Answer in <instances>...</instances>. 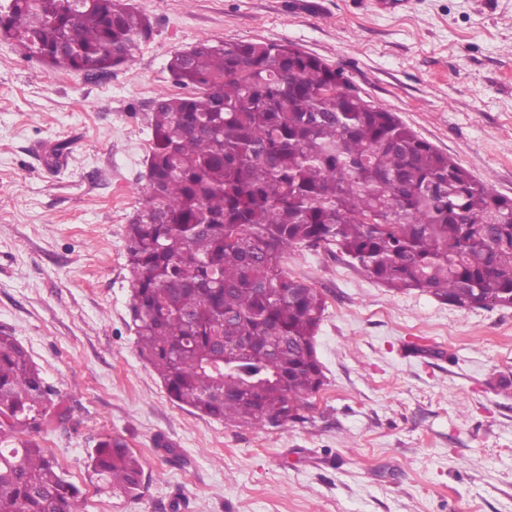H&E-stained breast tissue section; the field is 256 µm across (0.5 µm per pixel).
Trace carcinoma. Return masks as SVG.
I'll use <instances>...</instances> for the list:
<instances>
[{
	"instance_id": "1",
	"label": "carcinoma",
	"mask_w": 512,
	"mask_h": 512,
	"mask_svg": "<svg viewBox=\"0 0 512 512\" xmlns=\"http://www.w3.org/2000/svg\"><path fill=\"white\" fill-rule=\"evenodd\" d=\"M6 0L0 39L51 71L106 75L153 36L129 0ZM184 96L147 115L146 203L125 230L140 356L172 402L260 429L324 386L320 292L284 269L336 251L367 278L459 308H512V199L292 44L199 43L168 64ZM0 331V512H77L81 489L37 437L67 419ZM99 488L140 496L119 436L87 456Z\"/></svg>"
}]
</instances>
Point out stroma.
Masks as SVG:
<instances>
[{
  "label": "stroma",
  "instance_id": "1",
  "mask_svg": "<svg viewBox=\"0 0 512 512\" xmlns=\"http://www.w3.org/2000/svg\"><path fill=\"white\" fill-rule=\"evenodd\" d=\"M154 35L98 81L0 41V329L68 420L39 442L80 512H512V309H462L306 249L326 376L304 419L260 430L172 403L129 325L125 227L145 203L146 115L200 42H291L341 69L512 198V0H132ZM61 156H54V149ZM143 465L138 498L85 467L102 435Z\"/></svg>",
  "mask_w": 512,
  "mask_h": 512
}]
</instances>
